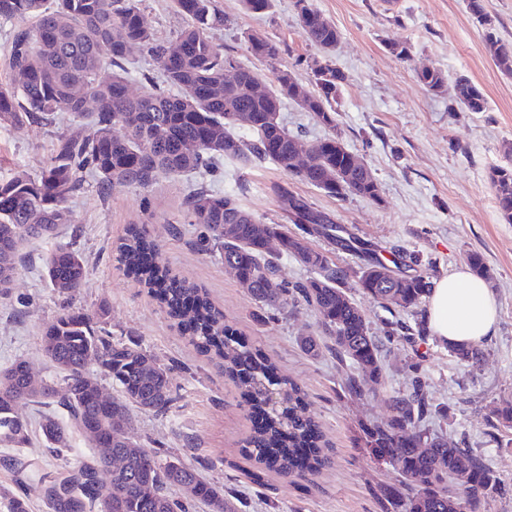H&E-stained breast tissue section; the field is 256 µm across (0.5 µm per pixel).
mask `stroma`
<instances>
[{
  "mask_svg": "<svg viewBox=\"0 0 512 512\" xmlns=\"http://www.w3.org/2000/svg\"><path fill=\"white\" fill-rule=\"evenodd\" d=\"M224 13L215 43L242 64L258 69L267 83L286 69L299 83L312 86L310 64L319 50L303 34L294 0H274L264 14L245 12L240 0H216ZM340 32L334 61L344 80L336 99V124L345 145L363 157L380 199L326 196L292 179L270 161L226 160L218 171L179 179L165 176L148 189L117 187L102 193L98 179L85 174L70 203L71 221L64 240L75 241L86 260V277L74 294H60L44 278L45 243L34 240L24 250L20 275L8 298H0V368L27 360L45 372L40 336L62 309L91 311L107 303L104 328L111 337L142 344L170 369L176 399L166 414L134 411L132 435L161 456H174L196 467L207 482L241 501L242 512H381L382 487L400 481L391 465L376 461L363 442V425L387 421L392 410L384 395L405 389L407 364L418 357L431 401L444 417L430 430L450 442L481 453L499 477L501 488L484 501L481 512H512V428L492 433L493 410L512 406V224L497 208L489 171L512 168V75L490 59L484 29L467 0H313ZM140 7L156 37L170 40L186 19L170 0H141ZM256 33L276 42L281 52L272 62L254 59L245 40ZM410 50L401 60L389 51ZM440 68L444 87L429 91L417 77L423 66ZM467 77L483 92L487 108L462 109L454 82ZM64 119L17 130L0 124V180L16 170L39 176L61 135L78 131ZM233 195L259 220L283 223L273 193L281 184L330 214L337 224L364 242L377 245L384 262L404 250L431 263L443 278L479 253L490 269L488 285L498 308L494 336L483 340L484 360L460 361L432 337L409 342L395 339L384 371L383 395L355 398L345 388L352 369L332 347L306 354L299 340L318 333L317 315L305 305L269 317L248 292L225 272L221 260L195 247L199 230L186 223L184 197L193 186ZM132 224L147 225L161 246L159 260L174 274L207 290L224 319L253 348L270 356L284 377L307 394V410L322 427L330 465L305 482H293L260 470L243 441L252 423L221 361L199 354L167 318L157 302L120 269L116 248ZM30 442L19 453L40 472L56 474L62 461L39 436L41 407L23 404Z\"/></svg>",
  "mask_w": 512,
  "mask_h": 512,
  "instance_id": "obj_1",
  "label": "stroma"
}]
</instances>
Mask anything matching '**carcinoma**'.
<instances>
[{
	"mask_svg": "<svg viewBox=\"0 0 512 512\" xmlns=\"http://www.w3.org/2000/svg\"><path fill=\"white\" fill-rule=\"evenodd\" d=\"M141 0H0V20L12 22L7 48L9 82L0 84V123L17 130L49 121L60 114L87 120L88 129L58 138L52 157L38 177L17 170L0 181V295H9L20 272V250L31 238L52 239L70 223L72 198L83 186L79 173L88 171L101 190L148 188L164 175L175 178L205 172L225 158L242 162L269 160L294 178L325 195L350 194L379 201V189L363 158L349 149L336 132V93L342 74L332 61L340 33L316 9L313 0H294L299 25L322 57L310 65L315 89L299 84L283 69L276 85L267 86L254 68L224 54L211 39L224 27V12L215 0H171L187 25L169 41H160L147 26ZM468 7L484 26L486 49L495 64L512 74V43L496 35L483 0ZM248 49L258 60L273 61L280 47L259 35H247ZM141 51L159 65L163 81L146 76V86L129 90L128 64ZM430 91L447 80L436 67L418 73ZM456 102L469 112L485 110L481 90L466 77L454 85ZM312 113L330 134L308 142L273 119L285 100ZM242 130L253 139L237 134ZM309 152V163L298 168L295 155ZM501 218L512 224V168L490 171ZM286 224L261 222L237 200L203 187L185 197L188 223L199 227L197 248L216 253L258 308L282 314L303 302L318 316L321 334L336 353L348 360L358 376L347 380L358 398L376 394L384 371V343L370 321L342 288L347 271L326 253L309 246L318 236L359 259L354 271L361 290L384 308L414 313L431 287L430 274L415 256L398 255L396 268L409 275L394 278L372 246L353 236L326 212L288 187H275ZM303 234L288 231V224ZM159 246L145 228L131 226L117 246L116 260L125 273L147 288L173 320L179 333L198 351L224 361V375L236 384L241 398L263 423L246 437L249 456L283 478L306 479L330 463L322 453L319 423L307 413L305 394L282 377L262 351L235 339L224 313L207 293L178 279L157 261ZM291 257L316 276L290 283L280 274V261ZM44 273L61 293L76 292L86 263L75 243L55 244ZM109 307L66 311L48 324L40 337L48 367L63 374L64 387L34 378L35 370L19 359L0 371V445L21 448L29 423L16 405L52 403L72 419L89 453L64 460L59 476L39 479L47 512H188L201 501L210 512H239L236 499L201 479L197 469L178 457L161 458L131 435L130 408L163 413L173 405L170 368L141 344L110 340L96 326ZM461 361L479 363L480 346H452ZM100 364L118 385L112 405L100 404L97 377L88 366ZM409 392L395 391L388 401L393 416L366 428V443L400 473L401 486L384 490L383 498L402 512H480L482 500L500 481L485 459L470 448L451 445L430 431L428 422L440 409L421 392L415 376ZM42 437L49 448L71 447L70 430L56 414L41 416ZM112 451L111 479L102 478L103 453ZM0 469L18 485L26 483L32 464L16 454H0Z\"/></svg>",
	"mask_w": 512,
	"mask_h": 512,
	"instance_id": "carcinoma-1",
	"label": "carcinoma"
}]
</instances>
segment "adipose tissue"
Returning <instances> with one entry per match:
<instances>
[{
    "label": "adipose tissue",
    "mask_w": 512,
    "mask_h": 512,
    "mask_svg": "<svg viewBox=\"0 0 512 512\" xmlns=\"http://www.w3.org/2000/svg\"><path fill=\"white\" fill-rule=\"evenodd\" d=\"M426 320L440 343H477L496 332V300L486 282L463 266L435 282L427 298Z\"/></svg>",
    "instance_id": "ef3b65f1"
}]
</instances>
